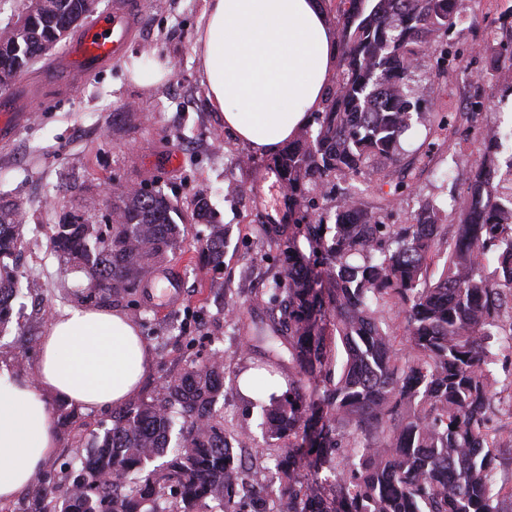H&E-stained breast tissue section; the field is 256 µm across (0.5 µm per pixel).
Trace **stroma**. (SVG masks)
Listing matches in <instances>:
<instances>
[{"label": "stroma", "instance_id": "35a3bbf8", "mask_svg": "<svg viewBox=\"0 0 512 512\" xmlns=\"http://www.w3.org/2000/svg\"><path fill=\"white\" fill-rule=\"evenodd\" d=\"M135 28L119 57L87 72L80 80L47 84L51 63H31L21 80L39 84L31 100L32 116L7 143L0 142V197L21 205L26 246L17 264L18 282L37 277L39 294L21 293L14 301L12 322L0 331V361L19 377L31 378L39 356L29 334L45 333L47 319L67 307L104 309V300L81 294L84 274L67 266L54 252L52 225L66 221L108 222L112 189L136 186L161 191L177 205L183 248L168 265L184 289L182 302L157 311L143 294L140 333L153 356L140 390L148 396L167 374L189 359H208L224 351V398L218 409L226 428L239 431V445L262 441L261 409L251 406L237 380L261 361L258 348L241 345V333L225 316L228 305L241 309L243 323L267 319L257 300L259 287L278 270L276 247L255 231L257 222L288 223V196L270 156L251 155L249 147L224 129L219 112L209 104L201 84L193 47L205 0H137ZM505 0H480L477 21L457 28V42L471 75L490 66V24ZM153 58L174 62L167 82L143 87L132 83V60ZM413 84L422 100L420 115L405 134L412 150L424 140V124L439 109L430 84V61L421 58ZM481 147L471 141L459 155H442L435 178L421 180L423 195L447 200L446 173L479 161ZM208 203V219L196 216L198 200ZM228 228L229 245L220 267L204 265L201 247L208 227ZM223 285V299L212 289ZM188 323L187 339L173 337L171 319ZM497 383L493 425L503 439L512 438V352L502 350L494 367Z\"/></svg>", "mask_w": 512, "mask_h": 512}]
</instances>
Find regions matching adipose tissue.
<instances>
[{
    "label": "adipose tissue",
    "instance_id": "ef3b65f1",
    "mask_svg": "<svg viewBox=\"0 0 512 512\" xmlns=\"http://www.w3.org/2000/svg\"><path fill=\"white\" fill-rule=\"evenodd\" d=\"M194 53L225 129L270 155L322 109L336 72V29L323 0H205ZM151 361L123 313L68 307L41 339L35 381L0 362V504L58 446L50 400L80 410L121 406Z\"/></svg>",
    "mask_w": 512,
    "mask_h": 512
}]
</instances>
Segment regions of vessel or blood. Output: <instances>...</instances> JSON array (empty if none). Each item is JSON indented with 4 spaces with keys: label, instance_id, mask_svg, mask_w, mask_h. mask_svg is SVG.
<instances>
[{
    "label": "vessel or blood",
    "instance_id": "obj_1",
    "mask_svg": "<svg viewBox=\"0 0 512 512\" xmlns=\"http://www.w3.org/2000/svg\"><path fill=\"white\" fill-rule=\"evenodd\" d=\"M132 6L129 0H115L111 12L90 23L67 53L55 59L50 73L64 72L81 75L115 59L124 48L130 34ZM24 116L16 112L12 98L0 99V140L9 141Z\"/></svg>",
    "mask_w": 512,
    "mask_h": 512
}]
</instances>
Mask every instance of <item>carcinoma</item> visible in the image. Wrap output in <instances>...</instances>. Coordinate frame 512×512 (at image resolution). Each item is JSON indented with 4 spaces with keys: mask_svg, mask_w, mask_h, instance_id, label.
Returning <instances> with one entry per match:
<instances>
[{
    "mask_svg": "<svg viewBox=\"0 0 512 512\" xmlns=\"http://www.w3.org/2000/svg\"><path fill=\"white\" fill-rule=\"evenodd\" d=\"M446 0H334L338 76L321 111L274 161L288 191V244L263 303L270 323L250 339L262 369L288 362V391L263 405L267 438L281 440L264 468L280 477L269 508L257 468L229 449L214 404L224 357L192 363L151 400L112 412L84 456L34 479L25 512H505L512 488L496 477L489 427L495 356L512 344V155L489 124L480 87L429 120L439 147L481 139L480 163L451 179L447 212L416 190L433 174L427 151L401 153L419 104L415 61L430 51L441 91L463 75L448 40L463 17ZM85 0H49L27 35L0 34V81L43 41L81 26ZM491 79L512 94V7L502 16ZM393 187L368 202L354 183ZM335 198L336 210L323 200ZM176 206L161 192L113 194L108 224H56L55 252L80 269L90 292L122 302L180 251ZM456 227L442 250L447 225ZM18 204L0 203V331L12 320L13 269L24 247ZM315 259L307 258L296 228ZM202 254L224 264V228L209 225ZM404 324L395 338L383 312ZM344 357L332 359L324 320Z\"/></svg>",
    "mask_w": 512,
    "mask_h": 512,
    "instance_id": "obj_1",
    "label": "carcinoma"
}]
</instances>
